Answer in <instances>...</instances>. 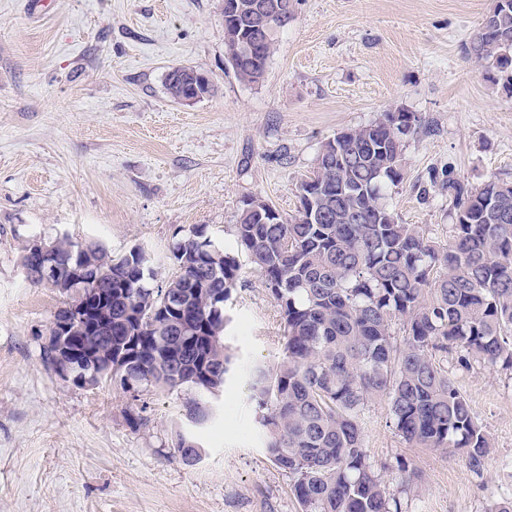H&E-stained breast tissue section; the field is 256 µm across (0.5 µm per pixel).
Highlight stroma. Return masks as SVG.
<instances>
[{
	"instance_id": "1",
	"label": "stroma",
	"mask_w": 512,
	"mask_h": 512,
	"mask_svg": "<svg viewBox=\"0 0 512 512\" xmlns=\"http://www.w3.org/2000/svg\"><path fill=\"white\" fill-rule=\"evenodd\" d=\"M493 4L296 0L263 80L247 84L226 63L223 0H0V512H299L251 398L246 369L278 356L281 331L250 261L225 304L234 370L189 467L174 448L189 427L181 393L145 395L135 429L111 382L79 389L44 363L65 299L29 280L24 248L63 234L116 254L139 246L163 285L175 234L203 224L217 246L233 244L251 196L294 214L323 142L400 106L428 128L406 145L392 208L446 239L452 204L432 171L512 181V94L468 53ZM177 65L208 76L212 93L171 98ZM449 372L494 442L479 469L410 446L386 401L365 410V448L403 512L512 499V371Z\"/></svg>"
}]
</instances>
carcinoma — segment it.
<instances>
[{"mask_svg":"<svg viewBox=\"0 0 512 512\" xmlns=\"http://www.w3.org/2000/svg\"><path fill=\"white\" fill-rule=\"evenodd\" d=\"M293 13L273 15L265 33L249 11L237 16V46L228 64L241 81H260L279 29ZM472 35L471 53L488 78L512 88V8L494 4ZM182 67L167 75L179 101L191 88ZM426 128L405 108L374 123L341 131L321 146L316 166L299 187V201L314 195L321 219L301 211L285 216L261 200L240 212L237 247L250 259L280 307V355L256 363L250 388L268 458L288 474L301 512H401L364 446L363 414L369 401H388L397 431L414 447L466 455L477 467L493 448L448 368L434 359L453 351L456 364H500L512 369V182L496 176L473 187L448 168L432 175L452 199L448 239L403 224L388 203L404 180L408 140ZM46 253L24 251L30 280L53 261L66 275L83 255L112 282L98 303L112 324L74 325L72 347L88 358L69 370L77 388L103 381L138 401L153 388L189 391L184 418L195 428L213 416L208 397L224 386L232 358L224 343V302L240 280L238 254L216 248L206 227L175 235V272L153 287L150 258L139 246L113 254L96 242L46 240ZM215 252L217 271L205 269ZM60 312L80 309L83 288L60 291ZM182 300L170 308L169 295ZM135 320L121 319L126 308ZM403 319L397 343L392 324ZM181 461L194 466L203 448L194 432L176 434Z\"/></svg>","mask_w":512,"mask_h":512,"instance_id":"1","label":"carcinoma"}]
</instances>
